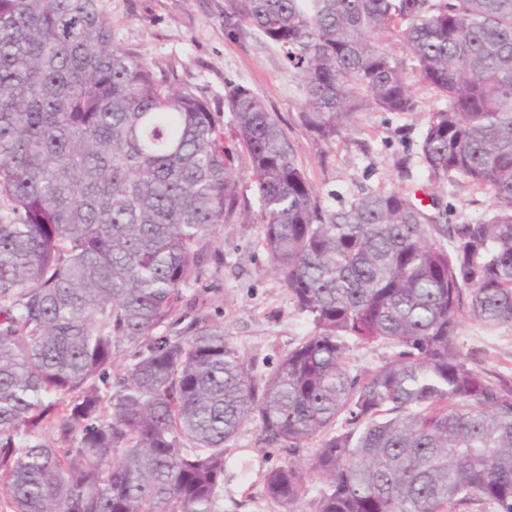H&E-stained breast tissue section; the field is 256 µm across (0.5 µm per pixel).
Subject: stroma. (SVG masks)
Returning a JSON list of instances; mask_svg holds the SVG:
<instances>
[{
  "label": "stroma",
  "mask_w": 512,
  "mask_h": 512,
  "mask_svg": "<svg viewBox=\"0 0 512 512\" xmlns=\"http://www.w3.org/2000/svg\"><path fill=\"white\" fill-rule=\"evenodd\" d=\"M232 3L98 0L118 47L163 70L171 87L190 90L216 113L249 213L257 212L258 202L250 160L234 136V118L225 102L233 83L248 87L278 115L298 164L327 205L339 206L375 188L412 191L424 199L430 185L418 145L426 115L439 103L436 92L413 84L417 111L360 113L353 119L352 132L336 142H324L301 122V78L281 49L251 27L235 35L225 30L224 13ZM438 196L452 224L478 220L492 207L489 191L462 179L445 185ZM259 230L256 224L222 226L217 244L224 264L208 268L192 290L204 295L211 309L221 310L225 336L261 379L288 349L311 335L313 327L297 313L269 257L256 246ZM458 340L463 352H478L479 368L512 372V325L489 330L466 316ZM255 435L254 426H246L226 452L222 512H282L268 498L261 473L286 462L288 456L278 449L268 453L257 448Z\"/></svg>",
  "instance_id": "obj_1"
}]
</instances>
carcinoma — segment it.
<instances>
[{
    "label": "carcinoma",
    "mask_w": 512,
    "mask_h": 512,
    "mask_svg": "<svg viewBox=\"0 0 512 512\" xmlns=\"http://www.w3.org/2000/svg\"><path fill=\"white\" fill-rule=\"evenodd\" d=\"M302 76L301 119L334 142L359 112L418 108L428 181L492 194L440 224L397 189L333 208L277 114L228 91L252 170L258 245L314 327L264 379L184 290L243 224L215 115L120 49L97 0H0V512H218L226 448L307 460L264 475L315 512H512V374L478 369L463 313L512 325V0H238ZM405 41L412 66L387 53ZM388 344L360 375L349 341ZM124 374L109 369L120 345ZM341 426H336L339 417Z\"/></svg>",
    "instance_id": "obj_1"
}]
</instances>
